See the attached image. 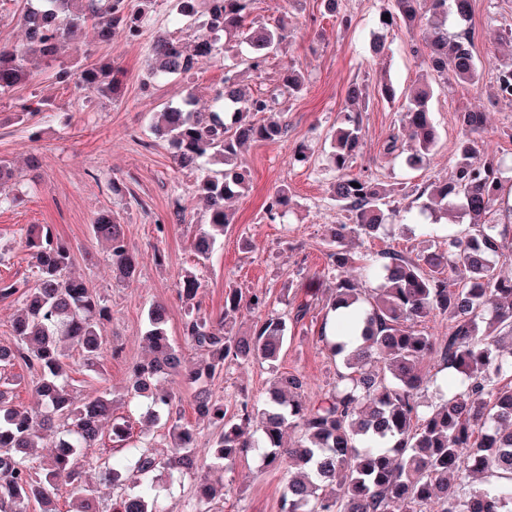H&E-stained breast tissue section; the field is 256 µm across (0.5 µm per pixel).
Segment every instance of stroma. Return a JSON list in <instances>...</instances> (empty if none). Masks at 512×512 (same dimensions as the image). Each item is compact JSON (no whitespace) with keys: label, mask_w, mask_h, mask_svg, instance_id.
<instances>
[{"label":"stroma","mask_w":512,"mask_h":512,"mask_svg":"<svg viewBox=\"0 0 512 512\" xmlns=\"http://www.w3.org/2000/svg\"><path fill=\"white\" fill-rule=\"evenodd\" d=\"M388 6V0H339L340 13L351 18L345 28L324 15L320 0H256L252 19L264 22L284 15L288 39L282 53L267 58L260 70L244 74L245 87L254 95L270 93L291 63L302 71L306 88L298 96L280 97L288 123L285 138L243 148L250 189L232 202L236 222L203 265L196 263L191 250L201 220L193 194L199 174L175 169L166 141L151 133L148 119L189 96L198 108H208L224 79V62L204 64L189 79L146 83L147 48L159 32L176 31L187 43L199 33L197 23L173 24L172 0H157L138 41L101 43L86 24L61 50L60 61L74 71L90 62L118 67L123 75L118 100L98 97L72 82L56 83L42 65L34 68L25 86L0 93V159L20 171L17 190L24 198L20 206L0 207V278L35 281L24 241L30 225H47L70 243L74 272L112 309L105 334L118 355L105 356L95 372L84 366L79 354L69 358V375L82 394L106 388L122 391L132 365L148 356L142 336L153 303L166 307L169 335L180 341L184 305L178 285L187 269L196 271L201 283L197 301L207 316L223 311L229 287L263 291L265 312L274 316L287 315L293 299L306 292L329 293L333 279L327 270L326 239L331 226L345 223L346 213L330 198L333 174L327 155L336 116L347 105V87L354 81L371 87L387 75L407 88L426 69L424 58L411 50L412 43L423 39L424 28L402 23L382 27L379 18ZM470 25L474 53L482 63L480 83L451 80L436 85L431 110L440 140L433 162L411 170L403 159L384 157L383 144L403 114L397 104L374 95L363 114L362 145L352 173L385 184L425 186L446 174L448 159L457 149V115L468 110L487 116L481 135L485 150L512 158V103L491 94L499 64L512 60V0H473ZM377 35L384 37L388 51L375 57L367 47ZM36 97L47 101V111L22 115V104ZM301 145L308 147L309 158L297 162L293 154ZM33 153L40 159L34 170L27 166ZM283 184L290 191L291 208L282 218L268 219L267 197ZM178 205L185 208L186 220L170 223L169 214ZM102 212L121 218L130 247L139 256L131 280L113 279L108 254L93 240L91 224ZM347 244L359 256L388 250L413 259L429 241L423 225L408 221L394 223L378 238L350 235ZM323 317L322 310H314L295 328L276 367L259 360L217 375L211 382L215 395L229 408L242 393L265 399L276 370L304 376L308 395L327 390L335 379L336 362L320 339ZM214 478L224 489L212 503V512H279L285 479L280 471L264 467L259 452L238 458Z\"/></svg>","instance_id":"35a3bbf8"}]
</instances>
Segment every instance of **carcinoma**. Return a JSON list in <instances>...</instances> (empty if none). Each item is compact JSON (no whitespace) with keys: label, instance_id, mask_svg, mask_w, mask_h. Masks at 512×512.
I'll list each match as a JSON object with an SVG mask.
<instances>
[{"label":"carcinoma","instance_id":"1","mask_svg":"<svg viewBox=\"0 0 512 512\" xmlns=\"http://www.w3.org/2000/svg\"><path fill=\"white\" fill-rule=\"evenodd\" d=\"M38 2L22 15L24 41L0 45V92L25 85L34 60L53 69L56 82H70L71 71L58 58L73 29L90 19L101 43L112 42L118 33L135 41L155 4ZM254 2L175 0L177 15L199 21L200 33L188 47L174 34L162 32L148 48L149 75L159 79L191 76L219 56L226 61L215 109L198 112L189 96L180 106L154 113L150 124L167 142L178 169L213 165L196 187L203 213L193 241L199 264L211 258L224 231L235 223L228 202L249 191V181L238 171L242 148L256 141L276 143L288 134L278 95H251L238 78L239 67L259 68L288 38L287 24L280 19L259 25L249 20ZM384 13L385 27L398 19L410 25L428 16L427 36L414 48L426 57L425 75L404 93L387 76L377 82L382 100L403 99L402 135L390 136L385 155L398 156L399 139L407 137L413 149L406 165L417 169L432 159L439 140L429 107L433 82L452 76L476 86L480 80L467 26L471 0H392ZM78 83L113 100L121 96L122 81L107 65H84ZM281 85L296 96L303 92L305 79L288 66ZM492 95L512 102V63L497 69ZM347 97L349 105L336 117L329 155L335 173L331 199L349 220L336 225L328 241V272L334 279L330 297L323 301L307 294L287 317L268 316L252 334L240 336L233 332V314L243 307L262 312L266 294L227 288L224 312L205 317L199 312L197 274L189 269L179 282L182 336L187 346L205 355L194 365L186 364L183 348L170 338L165 307L156 304L148 310L143 339L150 355L132 367V384L121 401L136 402L149 424L166 428L169 454L153 449L150 430L142 429L135 437L129 422H115L111 391L83 395L70 382L64 348L77 350L85 366L99 369L107 352L103 326L111 321L112 309L71 274L69 243L48 226L32 225L25 246L37 269L34 285L0 279V301L20 305L12 322L15 343L0 346V512H26L31 503L39 512H59L53 499L61 477L70 486L69 512H104V487L122 490L110 512H165L160 490L187 475L196 477L195 512H209L220 490L200 470L206 465L229 467L256 449L268 467L298 466L288 472L280 512H391L395 504L400 512H512V277L502 276L494 262L504 249L507 229L486 223L487 214L502 200L508 167L502 157L479 149L484 113H460V140L448 174L416 190V199L426 198L422 214L459 209L468 227L448 234L444 247L415 260L388 251L381 253V264L364 260L379 284L362 288L347 276L355 257L346 237L377 236L399 210L390 207L391 190L383 183L350 172L362 139L361 110L354 105L366 99V87L351 82ZM18 178L11 163L0 159V205L23 202L11 193ZM290 203L283 184L266 200L268 217L284 216ZM92 233L111 256L114 279L132 278L138 261L120 218L100 214ZM319 305L332 314L328 342L340 364L331 388L310 399L302 377L280 372L262 404L242 394L236 411L228 412L209 387L215 375L258 359L275 365L289 326ZM435 312L448 317V335L417 329ZM428 355L462 374L465 382L424 373L422 361ZM19 362L34 372V412L10 400L13 382L6 372ZM175 377L195 387L198 420L220 429L207 448L199 447L194 426L174 412L173 391L161 386ZM429 390L440 401L425 410L421 398ZM107 427L118 447L109 449L106 458L89 457L88 451L103 442ZM292 427L300 429L301 439L287 446L285 433ZM40 432L53 438L55 450L36 468L32 456ZM117 451L121 456L115 458ZM87 466L97 470L95 479L87 478Z\"/></svg>","mask_w":512,"mask_h":512}]
</instances>
